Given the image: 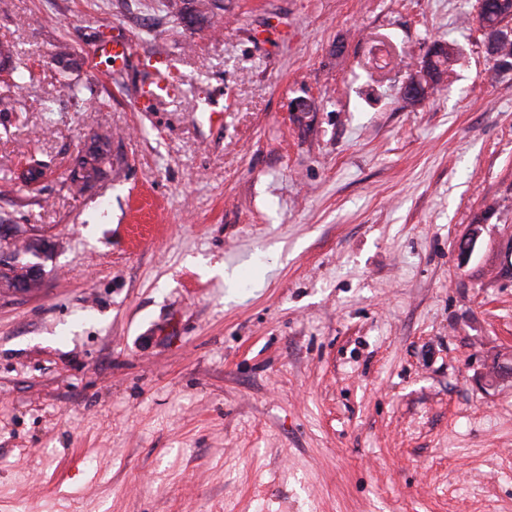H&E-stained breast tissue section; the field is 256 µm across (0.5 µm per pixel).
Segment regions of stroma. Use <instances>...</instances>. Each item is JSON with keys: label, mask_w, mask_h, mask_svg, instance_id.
Returning <instances> with one entry per match:
<instances>
[{"label": "stroma", "mask_w": 512, "mask_h": 512, "mask_svg": "<svg viewBox=\"0 0 512 512\" xmlns=\"http://www.w3.org/2000/svg\"><path fill=\"white\" fill-rule=\"evenodd\" d=\"M0 43V224L54 245L0 288V512H512V65L476 0H0ZM97 49L101 56L112 58L115 66L124 63L129 57L130 46L126 39L116 36L101 40ZM454 56V48L449 44L437 43L427 53L423 61L422 70L419 71L418 77H410L412 81L417 80L428 84L431 81V89L434 90L443 80L447 73L448 62ZM428 57V59H426ZM109 141L99 136L93 137V144L83 154L75 159L67 180L69 187H78L84 190L88 184L101 173L100 164L109 154ZM30 262V260L24 261L23 257H19L18 254H13V263L9 265L6 272L2 274V277L8 279L9 273H12L15 275V278H24ZM42 278L43 266L41 264H34L31 265L28 269L27 280L17 281L10 288H13L15 292L26 293L29 292L30 290V282L36 281L37 283H39L42 281Z\"/></svg>", "instance_id": "1"}]
</instances>
